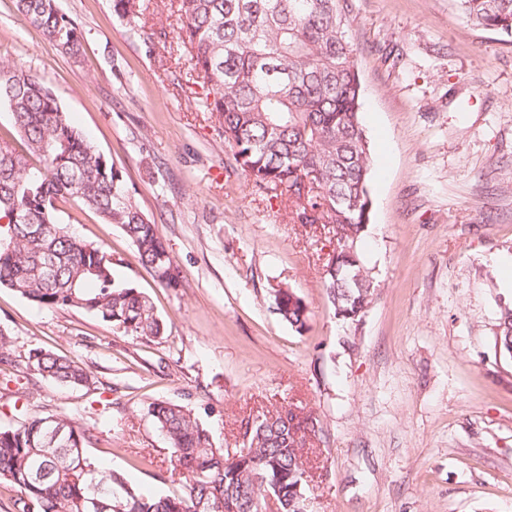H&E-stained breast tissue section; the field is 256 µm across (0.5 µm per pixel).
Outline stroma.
Masks as SVG:
<instances>
[{"label":"stroma","mask_w":512,"mask_h":512,"mask_svg":"<svg viewBox=\"0 0 512 512\" xmlns=\"http://www.w3.org/2000/svg\"><path fill=\"white\" fill-rule=\"evenodd\" d=\"M141 2L136 32L112 0H59L84 36L73 59L0 0V58L37 74L121 171L183 276L160 287L117 225L61 204L165 333L136 338L0 288V427L65 412L89 429L93 460L161 495L181 485L150 402L187 405L219 446L241 442L248 417L292 406L321 428L312 512H512V356L495 344L512 302L497 265L512 257V37L469 25L454 0H349L373 199L361 244L373 301L355 326L324 289L333 234L293 223L230 168L177 17ZM280 287L307 303L308 329L280 317ZM36 348L77 361L93 389L26 371Z\"/></svg>","instance_id":"1"}]
</instances>
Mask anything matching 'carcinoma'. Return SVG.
I'll return each instance as SVG.
<instances>
[{
    "instance_id": "carcinoma-1",
    "label": "carcinoma",
    "mask_w": 512,
    "mask_h": 512,
    "mask_svg": "<svg viewBox=\"0 0 512 512\" xmlns=\"http://www.w3.org/2000/svg\"><path fill=\"white\" fill-rule=\"evenodd\" d=\"M180 47L211 91L201 101L235 169L275 194L298 224L332 226L323 264L335 315L360 321L371 303L359 244L370 224V148L361 121L362 87L346 38L347 0H177ZM475 27L512 37V0H455ZM17 10L61 51L83 37L58 0H16ZM0 106L9 110L29 156L0 140V286L41 308L75 307L130 336L163 335L150 299L115 282L112 258L72 235L57 202L79 201L119 226L163 288L181 275L158 224L141 210L122 174L67 122L56 97L31 72L0 61ZM281 318L302 330L309 311L290 288L276 290ZM512 355V309L496 336ZM25 369L75 387L93 384L75 361L33 349ZM148 414L169 442L183 490L145 495L87 454V430L65 414L30 415L0 428V484L23 512H302L309 484L306 445L317 420L292 408L246 423L242 447L216 445L185 405L156 401Z\"/></svg>"
}]
</instances>
